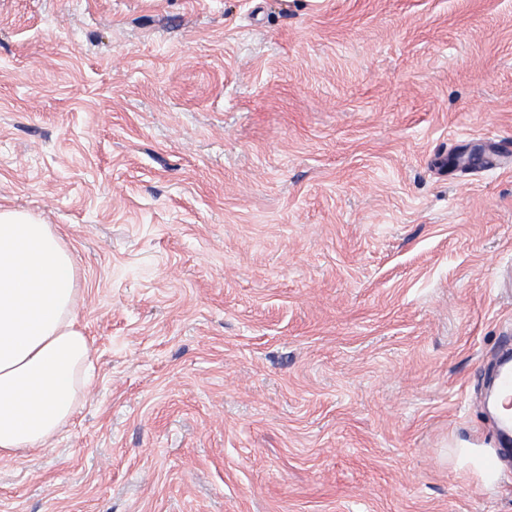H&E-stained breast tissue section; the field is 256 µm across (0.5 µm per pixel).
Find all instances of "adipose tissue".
<instances>
[{
  "label": "adipose tissue",
  "instance_id": "adipose-tissue-1",
  "mask_svg": "<svg viewBox=\"0 0 512 512\" xmlns=\"http://www.w3.org/2000/svg\"><path fill=\"white\" fill-rule=\"evenodd\" d=\"M71 253L52 225L0 209V459L46 447L89 380Z\"/></svg>",
  "mask_w": 512,
  "mask_h": 512
}]
</instances>
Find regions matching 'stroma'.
I'll list each match as a JSON object with an SVG mask.
<instances>
[{
    "instance_id": "stroma-1",
    "label": "stroma",
    "mask_w": 512,
    "mask_h": 512,
    "mask_svg": "<svg viewBox=\"0 0 512 512\" xmlns=\"http://www.w3.org/2000/svg\"><path fill=\"white\" fill-rule=\"evenodd\" d=\"M507 146L512 0H0V206L93 364L0 512H512L449 460L501 434Z\"/></svg>"
}]
</instances>
